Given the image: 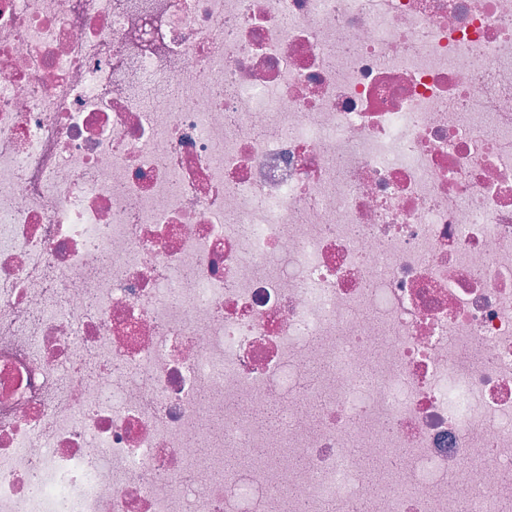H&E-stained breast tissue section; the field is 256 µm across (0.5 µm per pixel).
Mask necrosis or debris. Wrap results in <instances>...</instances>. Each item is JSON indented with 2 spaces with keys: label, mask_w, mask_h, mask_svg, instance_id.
<instances>
[{
  "label": "necrosis or debris",
  "mask_w": 512,
  "mask_h": 512,
  "mask_svg": "<svg viewBox=\"0 0 512 512\" xmlns=\"http://www.w3.org/2000/svg\"><path fill=\"white\" fill-rule=\"evenodd\" d=\"M511 471L512 0H0V512Z\"/></svg>",
  "instance_id": "necrosis-or-debris-1"
}]
</instances>
